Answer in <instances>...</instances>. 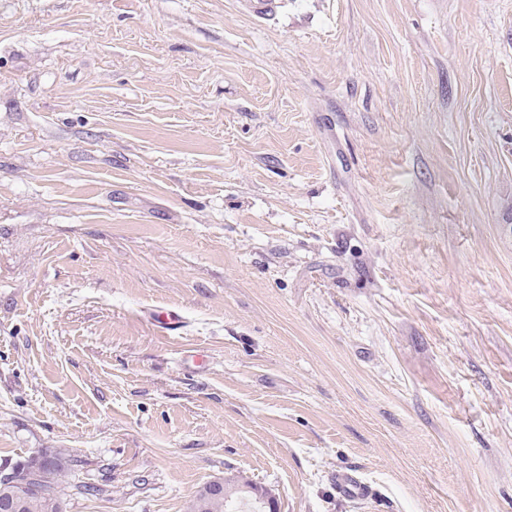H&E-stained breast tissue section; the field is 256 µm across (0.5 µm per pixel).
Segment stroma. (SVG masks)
Returning <instances> with one entry per match:
<instances>
[{"instance_id": "1", "label": "stroma", "mask_w": 512, "mask_h": 512, "mask_svg": "<svg viewBox=\"0 0 512 512\" xmlns=\"http://www.w3.org/2000/svg\"><path fill=\"white\" fill-rule=\"evenodd\" d=\"M61 448V512H512V0H0V467ZM230 479H216L210 481L209 491L213 496H204L203 487L199 492L190 499L186 512H239L242 505L247 503L245 497L238 495H247L248 492L240 491L246 490L251 492L250 508L253 512H277L278 500L275 495L271 494L267 489H263L256 482L252 483L251 488H241L250 486V480L248 478L240 477ZM240 487H237L235 483ZM240 491V492H239ZM237 492H239L237 494ZM223 494V495H217Z\"/></svg>"}]
</instances>
